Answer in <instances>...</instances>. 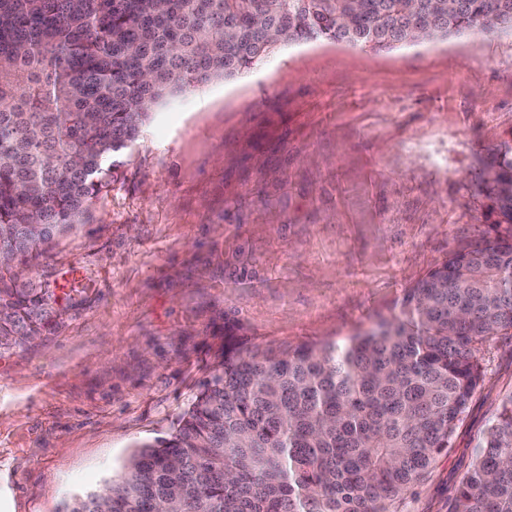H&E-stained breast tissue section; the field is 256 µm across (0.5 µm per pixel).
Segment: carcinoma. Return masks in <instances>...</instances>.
Segmentation results:
<instances>
[{"label": "carcinoma", "mask_w": 512, "mask_h": 512, "mask_svg": "<svg viewBox=\"0 0 512 512\" xmlns=\"http://www.w3.org/2000/svg\"><path fill=\"white\" fill-rule=\"evenodd\" d=\"M448 2L433 16L431 0H0V247L28 267L78 229L159 101L251 69L272 31L372 51L430 18L437 39L512 32V0ZM508 182L505 144L482 178L490 229L370 332L280 354L228 337L171 437L65 512H400L452 448L484 378L480 348L512 330ZM69 300L0 266V348L36 339ZM479 447L448 512H512V395Z\"/></svg>", "instance_id": "cac0c4a2"}]
</instances>
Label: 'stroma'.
I'll return each instance as SVG.
<instances>
[{"label":"stroma","instance_id":"stroma-1","mask_svg":"<svg viewBox=\"0 0 512 512\" xmlns=\"http://www.w3.org/2000/svg\"><path fill=\"white\" fill-rule=\"evenodd\" d=\"M512 144V33L374 52L327 39L157 104L118 179L27 278L72 289L40 339L0 351V488L63 512L169 437L226 330L283 352L342 342L487 230L480 175ZM451 451L401 512H448L512 395V331Z\"/></svg>","mask_w":512,"mask_h":512}]
</instances>
